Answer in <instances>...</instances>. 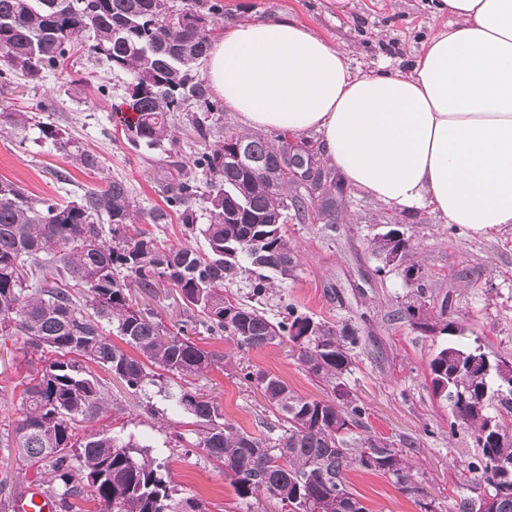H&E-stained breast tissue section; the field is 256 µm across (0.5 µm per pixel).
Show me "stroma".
Segmentation results:
<instances>
[{
    "label": "stroma",
    "instance_id": "obj_1",
    "mask_svg": "<svg viewBox=\"0 0 512 512\" xmlns=\"http://www.w3.org/2000/svg\"><path fill=\"white\" fill-rule=\"evenodd\" d=\"M214 33L238 24L289 17L305 24L330 44L342 49L353 70L370 72L383 59L392 65L411 64L422 43L445 24L432 0H218ZM88 83L74 84L72 67L57 69L32 87L25 78L14 80L0 92V109L42 111L56 125L101 158L89 172L71 164L65 154L37 130L17 131L0 125V179L23 187L32 195L63 201L77 199L91 187L119 177L127 180L135 196L137 226L150 230L165 245L201 247L202 237L188 235L177 217L151 223V210L166 206L165 189L176 177L175 165L191 167L204 148L196 139L188 117H180L167 151L139 154L127 143L114 107L121 102L122 82L107 65L91 64ZM343 194L336 197V220H322L319 204H312L306 220L289 218L285 229L298 251L294 275L272 280L266 308L276 312L290 303L300 312L334 323L349 324L362 338L354 366L347 377L369 409L371 432L414 446L408 459L439 512H448L460 494V469L475 454L470 433H448V409L436 401L428 387V363L447 341L481 344L485 351L512 357V226L482 234L444 224L428 209L399 210L347 185L337 175ZM398 225L410 238L407 263L427 276L424 298L401 275L382 272L383 261L369 242L387 226ZM420 301L429 324L418 329L397 318L398 309ZM203 349L220 355L218 366L202 376H188L186 389L200 390L215 399L226 421L258 434L269 413L256 387L240 382V367L251 366L285 380L298 394L321 399L325 387L299 365L284 346L243 351L230 339L201 335ZM32 353L24 336L0 340V424L13 423L24 414L21 383ZM187 414L151 417L120 381L108 385L106 403L83 434L124 429L142 444L153 446L166 458L170 477L180 495L204 498L211 512H267V502L251 505L236 495L220 466L198 449L175 447V433L187 432ZM17 444H0V475L10 481L0 491V512H9V498L28 484H42L40 470L18 469ZM352 490L369 512H421L412 498L385 477L356 471Z\"/></svg>",
    "mask_w": 512,
    "mask_h": 512
}]
</instances>
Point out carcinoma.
<instances>
[{"instance_id":"1","label":"carcinoma","mask_w":512,"mask_h":512,"mask_svg":"<svg viewBox=\"0 0 512 512\" xmlns=\"http://www.w3.org/2000/svg\"><path fill=\"white\" fill-rule=\"evenodd\" d=\"M0 0V88L17 76L34 85L72 57L76 38L94 35L98 60L127 76L123 104L132 115L121 120L128 143L145 151L170 141L177 117L190 113L198 139L219 133L223 106L210 98L197 65L211 45L210 29L219 5L212 0ZM0 122L67 153L76 167L94 171L97 153L35 112H0ZM247 157H236L240 140ZM312 162L307 182L315 187L336 178L322 169L305 146L293 151L268 139L229 132L197 154L169 188L168 210L155 209L162 224L177 214L205 248L165 247L134 226L131 185L114 178L80 198L59 203L36 197L0 180V336L21 334L28 348L47 350L29 374L25 415L0 436L19 443L25 461L40 464L50 480L44 492L68 512L88 496L99 512H209L197 497L176 498L163 460L124 430L76 438L81 423L103 407L105 383L96 365L132 394L150 387L168 406L192 416L191 434L178 442L199 448L221 464L240 500L265 499L281 512H369L352 491L355 470L390 479L424 512L427 501L402 449L368 430V407L347 386L353 350L361 339L338 326L299 313L286 304L276 315L261 305L224 295V281L241 270L257 274L252 298L265 296L267 273L293 276L296 251L284 224L288 210L303 217L307 197L288 171L291 156ZM378 255L405 257L409 239L396 228L371 241ZM404 280L424 293V273L403 268ZM179 291L185 321L173 330L133 292L154 297L162 286ZM224 335L250 350L288 345L305 371L329 390L323 399L298 395L277 376L259 369L241 372L260 390L275 421L257 437L224 420L217 403L198 391L170 384L169 375H199L220 363L193 336ZM120 343H115L113 338ZM136 351L127 353L124 346ZM506 358L488 357L481 345L449 343L428 363L434 398L448 404V433L471 431L478 454L460 472L459 483L473 495L459 496L448 512H512V378H501Z\"/></svg>"}]
</instances>
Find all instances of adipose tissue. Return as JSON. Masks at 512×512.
I'll return each instance as SVG.
<instances>
[{"mask_svg":"<svg viewBox=\"0 0 512 512\" xmlns=\"http://www.w3.org/2000/svg\"><path fill=\"white\" fill-rule=\"evenodd\" d=\"M447 26L409 69L354 72L298 22L242 23L204 73L247 129L318 134L354 187L487 232L512 225V0H436Z\"/></svg>","mask_w":512,"mask_h":512,"instance_id":"1","label":"adipose tissue"}]
</instances>
